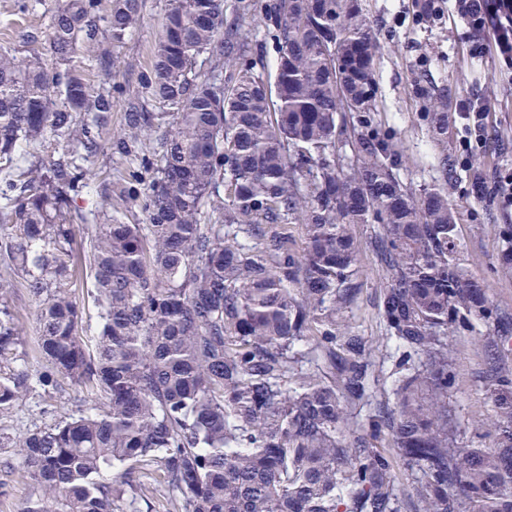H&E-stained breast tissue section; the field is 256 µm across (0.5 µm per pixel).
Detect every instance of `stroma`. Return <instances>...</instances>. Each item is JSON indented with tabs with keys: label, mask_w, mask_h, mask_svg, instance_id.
<instances>
[{
	"label": "stroma",
	"mask_w": 512,
	"mask_h": 512,
	"mask_svg": "<svg viewBox=\"0 0 512 512\" xmlns=\"http://www.w3.org/2000/svg\"><path fill=\"white\" fill-rule=\"evenodd\" d=\"M358 5L370 21L379 44L374 62L378 92L373 118L389 134L402 157L399 176L414 192H421L438 179V157L447 153L454 164L453 178L447 185L448 201L457 214L465 266L486 284L499 312L512 319V272L503 270L498 263L504 247L501 228L512 224V208L477 200L471 192L474 176L490 181L496 174L512 169V70L502 69L492 55L482 64L472 63L457 40L454 22L449 19L440 24L418 22L413 0H358ZM166 8L167 0H142L139 24L111 49L113 80H104L98 71L95 49L79 48L72 58V69L89 79L95 89L112 90V123L104 130L103 139H110L124 125L132 90L140 73L152 63ZM55 9L56 0H37L36 6L23 14L16 9L15 0H0V46L15 49L18 57L27 56L31 46L24 43V35L31 33L38 41H45ZM419 83L451 105L467 92L478 90L493 108L486 147L466 156L460 149V126L453 120L448 123L444 145H436L423 118V108L413 95V88ZM88 166L94 177L80 201L81 206L91 209L101 205L97 188L102 177L108 176L114 191L113 214L131 224L144 223L142 211L130 207L119 194L130 174L140 170V163L117 154L99 153L90 158ZM353 235L359 251V291L353 303L344 309L343 317L350 331L373 345L374 370L387 372L392 363L379 307L388 273L372 251L370 227L355 225ZM0 285L6 289L7 301L19 318L27 353L25 366L31 374H38L43 364L35 351L37 302L22 287L20 277L0 274ZM496 332V326L480 323L474 330H461L448 337L449 362L456 374L455 385L448 395L457 421L455 446L493 444L488 429L494 410L493 397L483 373L487 368L484 339ZM77 405V398L68 389L51 398L34 394L15 406L12 413L0 414V430L23 434L62 420L74 413Z\"/></svg>",
	"instance_id": "35a3bbf8"
}]
</instances>
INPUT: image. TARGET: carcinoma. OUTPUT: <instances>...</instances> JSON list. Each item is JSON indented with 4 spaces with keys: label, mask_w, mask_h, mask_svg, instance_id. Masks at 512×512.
I'll use <instances>...</instances> for the list:
<instances>
[{
    "label": "carcinoma",
    "mask_w": 512,
    "mask_h": 512,
    "mask_svg": "<svg viewBox=\"0 0 512 512\" xmlns=\"http://www.w3.org/2000/svg\"><path fill=\"white\" fill-rule=\"evenodd\" d=\"M141 0H58L46 51L0 48V260L38 300L32 377L0 285V413L61 382L87 410L14 436L0 432L35 490L22 512H125L154 487L172 512H400L390 437L417 475L418 512H512V376L492 366L494 445L456 448L448 334L502 325L486 286L460 258L445 184L417 197L400 155L373 125L378 44L356 0H168L154 61L110 144L158 159L123 197L146 223L104 215L85 257L97 309L89 333L70 287L76 205L102 148L112 91L70 68L80 44L114 43ZM264 22L276 78L253 54ZM227 66V80L198 60ZM434 139L448 106L415 85ZM52 135L62 151L28 162ZM351 155L336 154V145ZM302 227L295 247L290 225ZM357 224H379L389 280L379 309L398 354L389 396L366 422L373 348L339 317L358 290ZM118 470L119 479L104 478Z\"/></svg>",
    "instance_id": "cac0c4a2"
}]
</instances>
